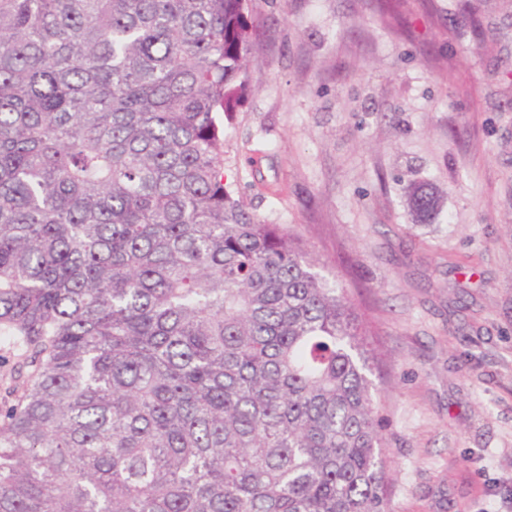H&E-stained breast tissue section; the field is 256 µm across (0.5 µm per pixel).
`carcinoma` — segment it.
Masks as SVG:
<instances>
[{"label":"carcinoma","instance_id":"1","mask_svg":"<svg viewBox=\"0 0 512 512\" xmlns=\"http://www.w3.org/2000/svg\"><path fill=\"white\" fill-rule=\"evenodd\" d=\"M258 38L247 0H0V512H388L370 334L225 181ZM18 352L8 342L0 339V406L11 401L6 388L11 384L12 377L17 376Z\"/></svg>","mask_w":512,"mask_h":512}]
</instances>
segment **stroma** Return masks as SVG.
<instances>
[{"label": "stroma", "instance_id": "35a3bbf8", "mask_svg": "<svg viewBox=\"0 0 512 512\" xmlns=\"http://www.w3.org/2000/svg\"><path fill=\"white\" fill-rule=\"evenodd\" d=\"M224 172L384 355L390 512H512V0H248ZM440 211L415 221L410 183Z\"/></svg>", "mask_w": 512, "mask_h": 512}]
</instances>
